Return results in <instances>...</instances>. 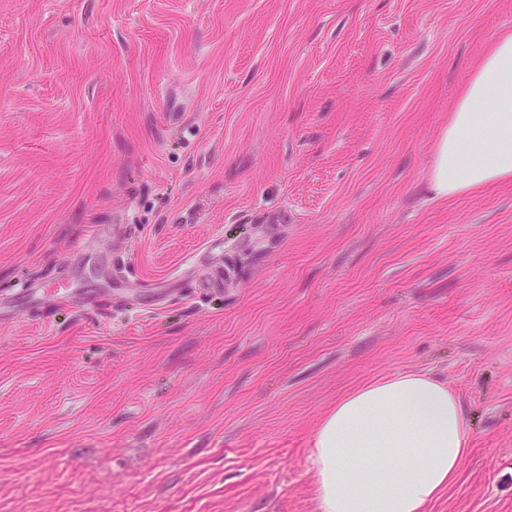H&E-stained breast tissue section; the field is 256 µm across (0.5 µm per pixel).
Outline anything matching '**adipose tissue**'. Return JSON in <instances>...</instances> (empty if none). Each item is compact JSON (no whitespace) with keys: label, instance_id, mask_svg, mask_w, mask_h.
<instances>
[{"label":"adipose tissue","instance_id":"1","mask_svg":"<svg viewBox=\"0 0 512 512\" xmlns=\"http://www.w3.org/2000/svg\"><path fill=\"white\" fill-rule=\"evenodd\" d=\"M512 181V32L497 35L463 87L433 149L441 198ZM471 431L459 398L425 373L365 383L312 434L320 512H427L455 480Z\"/></svg>","mask_w":512,"mask_h":512}]
</instances>
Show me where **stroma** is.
Listing matches in <instances>:
<instances>
[{"label": "stroma", "mask_w": 512, "mask_h": 512, "mask_svg": "<svg viewBox=\"0 0 512 512\" xmlns=\"http://www.w3.org/2000/svg\"><path fill=\"white\" fill-rule=\"evenodd\" d=\"M512 0H0V512H318L424 371L512 512V182L429 188Z\"/></svg>", "instance_id": "obj_1"}]
</instances>
